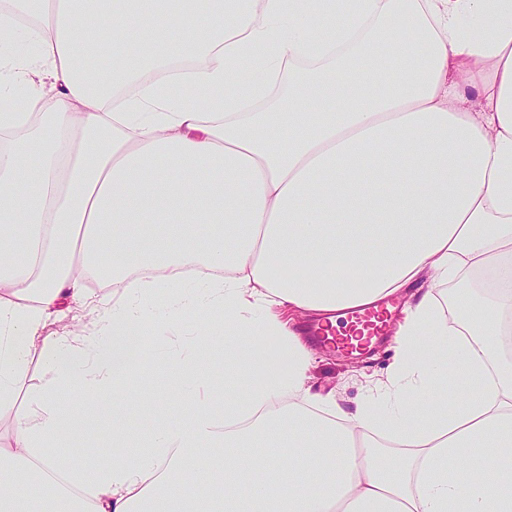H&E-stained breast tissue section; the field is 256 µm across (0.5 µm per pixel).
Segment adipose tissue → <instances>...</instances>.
<instances>
[{"label":"adipose tissue","instance_id":"adipose-tissue-1","mask_svg":"<svg viewBox=\"0 0 512 512\" xmlns=\"http://www.w3.org/2000/svg\"><path fill=\"white\" fill-rule=\"evenodd\" d=\"M466 268L496 281L467 326L424 292L352 409L307 387L312 350L272 312L328 318ZM71 302L97 313L78 342L45 331ZM192 320L227 334L244 398L175 352L185 418L104 466L56 457L76 405L110 401L125 432L143 328ZM509 322L512 0H0V512H512ZM258 431L288 440L238 455Z\"/></svg>","mask_w":512,"mask_h":512}]
</instances>
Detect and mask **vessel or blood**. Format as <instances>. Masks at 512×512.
Listing matches in <instances>:
<instances>
[{
	"instance_id": "vessel-or-blood-1",
	"label": "vessel or blood",
	"mask_w": 512,
	"mask_h": 512,
	"mask_svg": "<svg viewBox=\"0 0 512 512\" xmlns=\"http://www.w3.org/2000/svg\"><path fill=\"white\" fill-rule=\"evenodd\" d=\"M394 312L387 304H379L353 312L345 336H328L325 330H318L316 336L323 345L335 348L345 354H366L386 333L393 321Z\"/></svg>"
}]
</instances>
